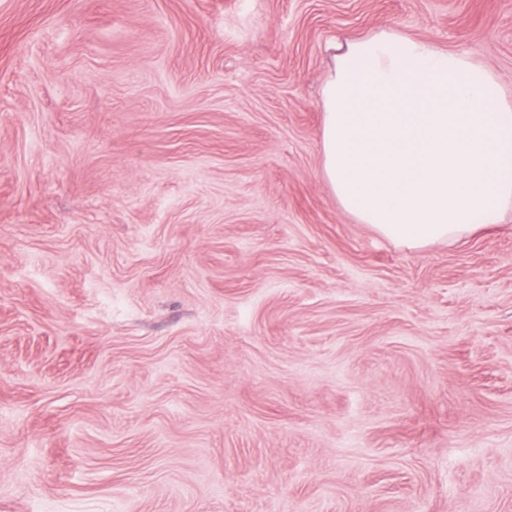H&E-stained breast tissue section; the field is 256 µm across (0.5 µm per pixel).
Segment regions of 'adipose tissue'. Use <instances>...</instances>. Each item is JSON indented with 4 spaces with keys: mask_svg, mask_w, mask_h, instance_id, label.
Returning <instances> with one entry per match:
<instances>
[{
    "mask_svg": "<svg viewBox=\"0 0 512 512\" xmlns=\"http://www.w3.org/2000/svg\"><path fill=\"white\" fill-rule=\"evenodd\" d=\"M319 105L323 175L384 238L458 241L512 212V96L468 57L396 32L350 39Z\"/></svg>",
    "mask_w": 512,
    "mask_h": 512,
    "instance_id": "ef3b65f1",
    "label": "adipose tissue"
}]
</instances>
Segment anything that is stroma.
<instances>
[{"instance_id": "stroma-1", "label": "stroma", "mask_w": 512, "mask_h": 512, "mask_svg": "<svg viewBox=\"0 0 512 512\" xmlns=\"http://www.w3.org/2000/svg\"><path fill=\"white\" fill-rule=\"evenodd\" d=\"M383 30L512 94V0H0V512H512V214L323 176Z\"/></svg>"}]
</instances>
